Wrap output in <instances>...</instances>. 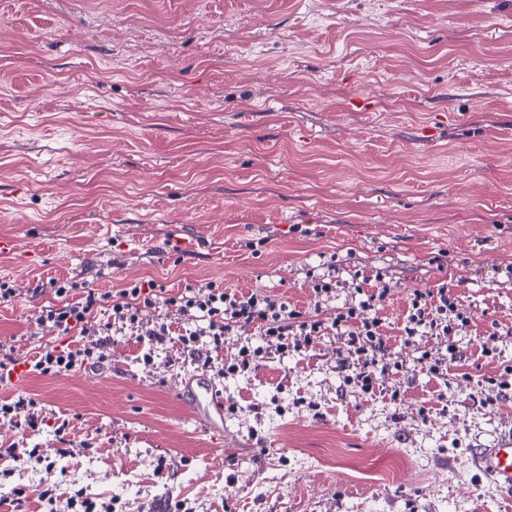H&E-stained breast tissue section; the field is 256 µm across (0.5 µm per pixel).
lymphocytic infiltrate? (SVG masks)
<instances>
[{
  "mask_svg": "<svg viewBox=\"0 0 512 512\" xmlns=\"http://www.w3.org/2000/svg\"><path fill=\"white\" fill-rule=\"evenodd\" d=\"M372 289L355 284L357 301L344 303L324 320L304 315L288 302L266 294L243 295L211 281L188 284L177 294L155 280H141L125 284L118 291L78 289L72 280H49L48 286L57 298L56 303L41 307L33 315L36 325H51L65 336L63 345L53 347L32 360L29 372L56 376L85 365L101 363L104 355L100 346L77 344V337L97 331L108 337L115 331H130L149 340L161 342L171 333L168 322L145 325L144 317L159 305L175 308L188 317L189 327L178 337L184 348H193L206 342L220 348L224 337L231 332L242 336H256L268 347L278 351H299L311 346L317 338L336 332L343 336L348 354L357 359L358 369L352 376L353 384L369 391L379 363L387 347L379 311L391 288L382 274H375ZM472 318L459 310L447 282L415 292L409 301V310L401 333L404 339L430 334L451 336L465 331Z\"/></svg>",
  "mask_w": 512,
  "mask_h": 512,
  "instance_id": "1",
  "label": "lymphocytic infiltrate"
}]
</instances>
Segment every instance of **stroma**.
Instances as JSON below:
<instances>
[{
	"label": "stroma",
	"instance_id": "obj_1",
	"mask_svg": "<svg viewBox=\"0 0 512 512\" xmlns=\"http://www.w3.org/2000/svg\"><path fill=\"white\" fill-rule=\"evenodd\" d=\"M0 342L24 366L62 345L31 316L49 279L102 291L209 281L315 314L335 264L392 291L388 370L372 392L328 334L225 377L241 337L147 347L119 333L106 360L0 382L44 424L0 419V498L47 488L116 512H512L477 449L512 434V0H12L0 13ZM180 242L172 251L169 239ZM447 281L459 335L400 327L413 292ZM448 358L443 375L422 352ZM224 401L215 431L182 381ZM68 422L73 445L57 452Z\"/></svg>",
	"mask_w": 512,
	"mask_h": 512
}]
</instances>
